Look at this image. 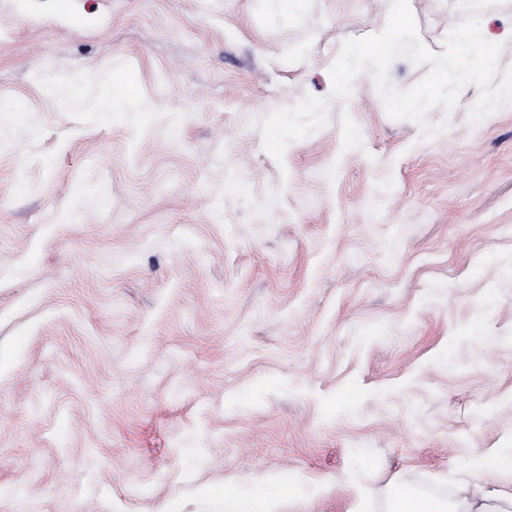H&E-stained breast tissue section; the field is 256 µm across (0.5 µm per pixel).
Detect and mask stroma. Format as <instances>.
I'll use <instances>...</instances> for the list:
<instances>
[{
	"label": "stroma",
	"instance_id": "stroma-1",
	"mask_svg": "<svg viewBox=\"0 0 512 512\" xmlns=\"http://www.w3.org/2000/svg\"><path fill=\"white\" fill-rule=\"evenodd\" d=\"M420 39L464 17L409 0ZM385 0H0V512L445 504L512 453V107L426 141L368 75ZM512 67V0L482 15ZM132 83L110 121L95 106ZM111 89L112 93L101 97L96 105V112L104 118H108L112 114V94L128 101L134 100L138 96L137 90L133 85L120 79L113 80ZM214 494L220 497L224 496V508L227 512H277L278 501L273 498L259 499L250 505L241 504L234 492L223 487L214 491ZM390 512H446L439 501L410 491L398 490L391 497Z\"/></svg>",
	"mask_w": 512,
	"mask_h": 512
}]
</instances>
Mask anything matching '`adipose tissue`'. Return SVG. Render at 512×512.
<instances>
[{"label":"adipose tissue","instance_id":"ef3b65f1","mask_svg":"<svg viewBox=\"0 0 512 512\" xmlns=\"http://www.w3.org/2000/svg\"><path fill=\"white\" fill-rule=\"evenodd\" d=\"M390 512H512V496L488 489L475 478L458 486L452 506L401 489L391 498Z\"/></svg>","mask_w":512,"mask_h":512}]
</instances>
